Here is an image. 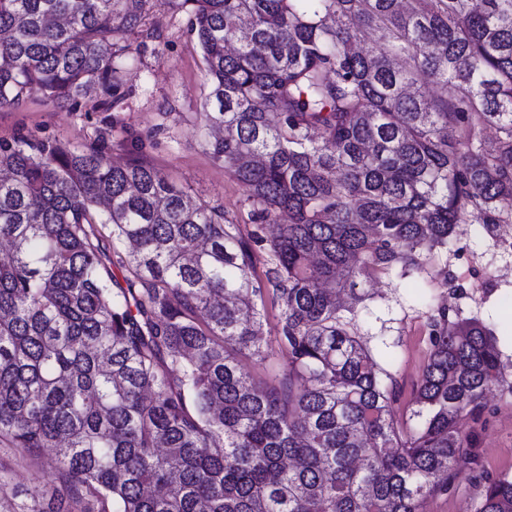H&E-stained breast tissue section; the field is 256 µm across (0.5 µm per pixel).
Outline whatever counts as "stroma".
<instances>
[{
  "label": "stroma",
  "mask_w": 512,
  "mask_h": 512,
  "mask_svg": "<svg viewBox=\"0 0 512 512\" xmlns=\"http://www.w3.org/2000/svg\"><path fill=\"white\" fill-rule=\"evenodd\" d=\"M129 60L117 75L123 101L116 110L98 109V89L82 100L81 111L58 106L32 93L18 111H0V138L17 135L51 138L81 149L97 142L113 163L146 161L193 197L222 207L242 234L253 229L248 190L225 171L201 144L199 112L205 93L202 51L191 34L186 10L147 0L142 34L129 37ZM449 285H440L441 275ZM355 328L381 367L390 370L405 391L398 416L409 412L411 390L421 375L430 343L428 318L440 306L462 319L494 323L504 363L512 365V329L504 324L512 307V224L454 238L446 251L420 272L400 270L378 275L360 286ZM465 429L476 440L472 459L447 494L423 502L421 512H477L486 476L512 474V394L495 388L486 410ZM16 449L0 447L6 473L5 495L19 502L21 492L40 487L51 493L54 478L36 464H15Z\"/></svg>",
  "instance_id": "obj_1"
}]
</instances>
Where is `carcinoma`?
<instances>
[{
    "mask_svg": "<svg viewBox=\"0 0 512 512\" xmlns=\"http://www.w3.org/2000/svg\"><path fill=\"white\" fill-rule=\"evenodd\" d=\"M145 2L0 0V111L38 90L77 112L92 82L118 107ZM168 3L202 50L201 120L224 128L205 145L276 231L245 237L98 146L0 140V442L58 481L4 512H420L472 457L464 420L512 390L495 333L437 310L401 420L336 289L359 302L459 225L512 223V0ZM277 356L271 381L244 369ZM478 512H512V475L486 479Z\"/></svg>",
    "mask_w": 512,
    "mask_h": 512,
    "instance_id": "carcinoma-1",
    "label": "carcinoma"
}]
</instances>
